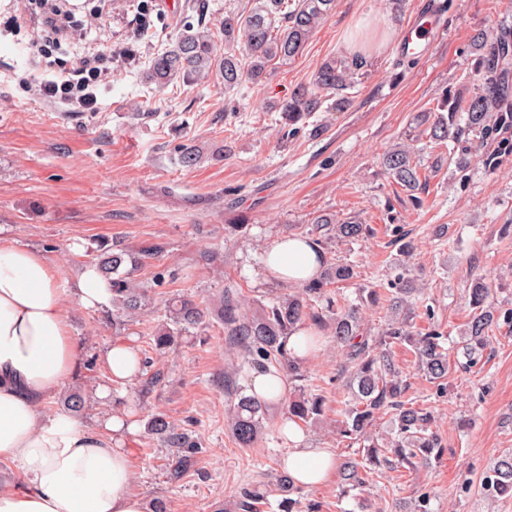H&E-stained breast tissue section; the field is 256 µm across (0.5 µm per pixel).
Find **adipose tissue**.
I'll list each match as a JSON object with an SVG mask.
<instances>
[{
  "instance_id": "obj_1",
  "label": "adipose tissue",
  "mask_w": 512,
  "mask_h": 512,
  "mask_svg": "<svg viewBox=\"0 0 512 512\" xmlns=\"http://www.w3.org/2000/svg\"><path fill=\"white\" fill-rule=\"evenodd\" d=\"M266 264L295 285L319 270L312 244L294 236L275 242ZM111 295L95 267L64 279L35 250L0 241V462L25 477L21 487L0 484V512H145L121 445L133 424L113 415L87 429L72 418H43L39 410L78 362L66 304L91 309ZM284 431L290 448L282 463L296 484L326 481L334 456L306 446L294 423Z\"/></svg>"
}]
</instances>
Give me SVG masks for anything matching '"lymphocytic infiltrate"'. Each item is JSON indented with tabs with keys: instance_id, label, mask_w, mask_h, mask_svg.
<instances>
[{
	"instance_id": "obj_1",
	"label": "lymphocytic infiltrate",
	"mask_w": 512,
	"mask_h": 512,
	"mask_svg": "<svg viewBox=\"0 0 512 512\" xmlns=\"http://www.w3.org/2000/svg\"><path fill=\"white\" fill-rule=\"evenodd\" d=\"M20 11L36 18L35 34L39 44L37 59L31 60L30 75L20 82L31 99L54 105L64 112L97 109V91L112 74L104 58L85 49L62 61L57 70L44 68V59L59 53L63 46L86 39L102 30L112 14V0H97L91 9L79 12L69 0H15Z\"/></svg>"
}]
</instances>
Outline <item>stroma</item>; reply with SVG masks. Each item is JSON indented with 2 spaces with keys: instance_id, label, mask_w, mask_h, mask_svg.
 Wrapping results in <instances>:
<instances>
[{
  "instance_id": "35a3bbf8",
  "label": "stroma",
  "mask_w": 512,
  "mask_h": 512,
  "mask_svg": "<svg viewBox=\"0 0 512 512\" xmlns=\"http://www.w3.org/2000/svg\"><path fill=\"white\" fill-rule=\"evenodd\" d=\"M138 3L117 0L94 43L112 60L96 111L61 112L30 100L18 80H0V239L40 252L65 279L116 244L156 249L130 272L149 297L137 319L116 329L111 304L70 306L80 362L41 404L42 414H67L65 400L76 392L84 402L80 425L95 427L111 415L134 422L136 433L123 439L133 487L145 503L163 501L166 512H217L246 484L269 489L264 512H281L272 486L289 448L282 432L289 398L302 390L325 400L319 422L303 430L310 447L327 449L339 462L363 447L337 433V402L349 376L341 348L318 331L302 364L303 388L287 384L283 401L269 405L255 447L242 448L227 416L236 386H251L255 372L242 351L232 350L223 325L210 320L162 352L152 335L177 295L210 304L228 288L249 301L294 292L268 271L267 249L284 236L311 237L313 216L355 217L370 225L368 237L319 250L353 265L355 277L340 291L358 306L371 336L388 322L390 280L404 271L417 280L411 322L446 336L448 376L431 383L403 348L396 362L406 400L432 410L444 455L415 470L373 471L364 490L346 494L333 474L302 487L301 503L317 504L319 512H396L425 495L430 512H512L511 496L490 502L480 489L489 465L512 451V334L494 330L469 368L456 348L472 315L474 278L489 284L494 307L512 309V154L497 156L489 168L497 136L466 135L440 152L421 137L443 95L467 99L478 91L472 37L512 31V0H336L302 53L274 65L264 81L246 80L231 91L213 79L163 88L146 81L152 60L191 16L193 0H152L153 27L145 37L135 23ZM435 5L442 34L427 53L402 55L400 37L426 23ZM32 27L22 15L15 32L0 37L1 63L24 68L35 51ZM357 39L372 51L351 107L314 113L319 136L284 135L271 104L311 83L322 61L346 55ZM130 48L138 60H127ZM411 135L419 137L429 170L422 209L381 167L383 155ZM183 145L202 151L201 162L183 166ZM462 158L469 163L463 171ZM409 240L415 251L407 258L400 248ZM362 288L375 290L377 301L360 302ZM119 343L132 346L143 367L131 382L113 386L104 354ZM105 386L110 395L103 399L97 391ZM158 412L201 444L194 468L177 482L161 464L169 447L147 432Z\"/></svg>"
}]
</instances>
